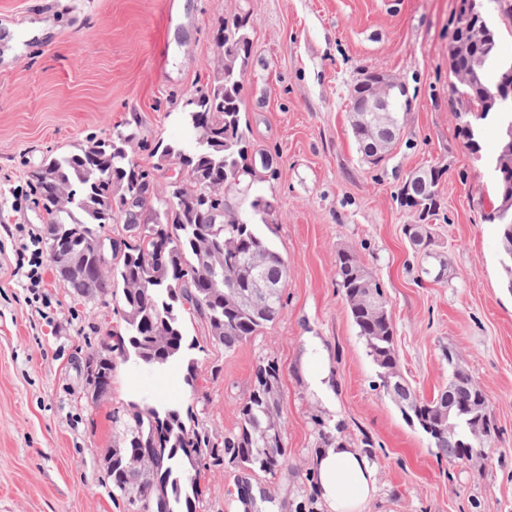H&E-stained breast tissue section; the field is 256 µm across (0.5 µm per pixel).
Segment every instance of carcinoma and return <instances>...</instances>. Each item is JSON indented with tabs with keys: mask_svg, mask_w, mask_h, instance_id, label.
<instances>
[{
	"mask_svg": "<svg viewBox=\"0 0 512 512\" xmlns=\"http://www.w3.org/2000/svg\"><path fill=\"white\" fill-rule=\"evenodd\" d=\"M217 31L224 33L218 44L222 67L214 78L191 92L196 98L194 109L201 121L189 112L179 113V120L195 137L186 147L142 145L150 155L169 161L181 158L191 168L188 184L170 188L160 197L153 172L160 166H139L146 187L139 209L151 212L145 235L122 256L112 258V275L98 284L79 274H65L64 287L84 298L92 288L101 291L99 299L112 301L113 313L123 322L122 330L112 334L104 355L89 359L87 379L100 374L112 378L114 358L122 362L142 361L165 369L174 362L187 363L193 370L190 351L199 348L196 340L184 335L185 317L196 318L206 328L212 341L233 351L253 336L259 335L273 322L281 309L274 307L245 312L229 299V290L244 291L252 287L250 272L243 266L242 256L262 252L269 258L265 276L284 288L287 269L283 258L260 235L254 224L243 219L234 208H227L224 223L206 224L200 213L219 203L224 191L248 195L250 183L260 177L258 166L251 161L252 150L248 128L243 126L241 104L243 77L251 56V38L247 16L225 18ZM479 59L477 72L466 83L453 84L456 101L468 103V114L475 120L494 117L500 129L506 122L500 112L497 90L501 84H512V63L491 69L497 54L486 53L483 46L467 54L448 55L450 73L470 68ZM383 75L368 71L354 85L352 108L361 107L371 86ZM394 112L374 122L367 112L352 113L351 128L364 158L381 145L394 144L400 133L399 113L410 109L405 87L396 84L391 91ZM132 156L126 148L113 150L107 140L91 138L76 153L50 156L44 167L54 184L49 188L33 187L37 198L45 200L44 224L46 244L65 240L69 249L84 256L88 265H96L90 240L96 234L125 231L130 214L125 208L127 186L134 172L129 168ZM401 203L418 214L419 222L411 225L413 246L425 259L438 261L440 278L445 262L434 252L435 240L427 219L441 206V192L432 176L419 174L405 182ZM254 215L263 224L275 222L272 205L258 197L249 202ZM215 282L206 295L197 294L185 281L192 275ZM336 285L341 288L359 335L365 339L368 355L378 367L381 386L400 374L394 348V329L388 304L379 284L350 250H342L336 259ZM151 321L160 328L163 340L146 335L143 323ZM280 374L273 360L259 363L254 383L241 408V426L237 433L222 440L194 425L192 414H183L175 401L160 407L135 408L131 413L112 411V431L118 445L107 458L108 477L112 489L122 492L125 482L124 457L146 451L152 457L149 478L144 482L147 495L128 502L131 512H196V503L204 490L199 479L185 471L184 463L199 470L202 461L214 464L229 461L241 467L242 475L235 483L238 501L244 512H265L269 499L250 493L252 477L262 473L275 476L288 466L287 450L271 458L262 450L261 435L270 427L269 416L279 410V399L263 389V379ZM396 404L408 422L429 437L438 454L452 460L466 458V432L472 418H486L493 427L487 400L460 368L452 372L446 387L430 401H420L405 387L398 393ZM456 425L454 434L442 420Z\"/></svg>",
	"mask_w": 512,
	"mask_h": 512,
	"instance_id": "cac0c4a2",
	"label": "carcinoma"
}]
</instances>
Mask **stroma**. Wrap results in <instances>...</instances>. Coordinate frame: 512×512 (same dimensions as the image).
Masks as SVG:
<instances>
[{"instance_id":"stroma-1","label":"stroma","mask_w":512,"mask_h":512,"mask_svg":"<svg viewBox=\"0 0 512 512\" xmlns=\"http://www.w3.org/2000/svg\"><path fill=\"white\" fill-rule=\"evenodd\" d=\"M460 0H0V512H129L113 494L105 460L112 411L145 398L178 402L216 438L236 433L256 366L280 367L279 420L288 467L257 475L276 512L315 501L309 479L333 432L368 456L376 492L364 512H512V289L490 159L498 130L484 124L479 150L459 134L448 35ZM248 15L251 58L243 118L272 173L250 194L272 202L259 225L285 260L282 310L263 333L227 352L197 319L185 333L197 387L179 363L157 370L117 363L108 398L94 401L84 373L119 319L111 307L45 279L51 307L33 300L17 266L24 233H43L32 193L45 158L88 138L131 130L139 141L188 145L177 121L190 90L220 68L218 20ZM375 71L405 84L402 133L384 161H362L350 126L351 94ZM443 169L437 250L428 275L405 234L416 216L401 189L420 168ZM350 249L381 286L395 329L398 367L430 400L464 370L486 395L494 433L485 456L450 460L409 424L379 385L378 369L336 286V258ZM455 362H448L447 352ZM329 372L326 394L310 377ZM231 463L201 470L196 512H237Z\"/></svg>"}]
</instances>
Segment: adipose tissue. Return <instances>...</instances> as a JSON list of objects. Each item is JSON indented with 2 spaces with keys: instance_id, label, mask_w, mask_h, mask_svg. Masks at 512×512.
Returning <instances> with one entry per match:
<instances>
[{
  "instance_id": "adipose-tissue-1",
  "label": "adipose tissue",
  "mask_w": 512,
  "mask_h": 512,
  "mask_svg": "<svg viewBox=\"0 0 512 512\" xmlns=\"http://www.w3.org/2000/svg\"><path fill=\"white\" fill-rule=\"evenodd\" d=\"M313 470L317 496L327 512H362L375 491V471L368 458L347 441L320 449Z\"/></svg>"
}]
</instances>
